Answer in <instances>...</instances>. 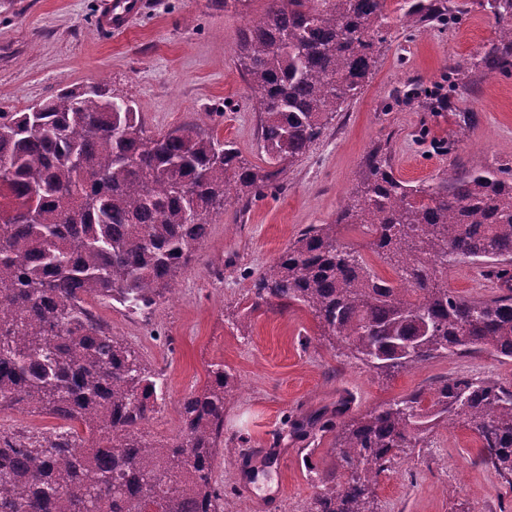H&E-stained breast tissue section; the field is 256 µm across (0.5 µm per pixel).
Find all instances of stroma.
<instances>
[{
  "mask_svg": "<svg viewBox=\"0 0 512 512\" xmlns=\"http://www.w3.org/2000/svg\"><path fill=\"white\" fill-rule=\"evenodd\" d=\"M124 28H103L116 0H0V112H26L75 87L101 86L132 104L144 128L165 132L196 122L265 166L262 117L236 61L246 18L216 0H136ZM448 26L407 30L392 22L386 50L358 96L329 116L320 139L277 177L210 216L209 234L180 276L176 295L130 312L90 298L87 308L161 375L163 398L142 427L172 441L180 404L203 387L212 365L238 380L224 410L229 444L213 479L224 512H309L322 476L340 468L335 432L294 435V420L343 406V422L389 401L465 376L512 388V361L483 352L432 358L390 376L338 356L304 308L272 305L245 314L255 279L300 231L332 222L371 155L416 185L443 171L512 166V75L465 64L498 34L487 0ZM491 269L448 267L457 296L499 293ZM249 316L248 335L237 326ZM67 423L0 411V430L49 434ZM280 441H273V434ZM376 512H512V486L483 461L463 426L433 428L398 454L378 479Z\"/></svg>",
  "mask_w": 512,
  "mask_h": 512,
  "instance_id": "1",
  "label": "stroma"
}]
</instances>
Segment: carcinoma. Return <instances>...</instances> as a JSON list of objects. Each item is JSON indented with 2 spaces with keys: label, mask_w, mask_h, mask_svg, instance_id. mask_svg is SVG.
Instances as JSON below:
<instances>
[{
  "label": "carcinoma",
  "mask_w": 512,
  "mask_h": 512,
  "mask_svg": "<svg viewBox=\"0 0 512 512\" xmlns=\"http://www.w3.org/2000/svg\"><path fill=\"white\" fill-rule=\"evenodd\" d=\"M237 34V61L263 116V149L290 165L321 137L376 67L388 0H262ZM410 29L448 24V0H398ZM502 21L474 68L512 73V0H488ZM328 224H311L255 280L254 311L307 308L332 347L390 375L448 353L512 360V289L484 301L443 286L448 264L512 263V167L446 171L408 185L377 157ZM279 171L243 164L198 125L149 134L139 113L101 91L66 89L36 112H0V408L47 414L76 430L0 435V512H222L212 463L237 389L216 364L181 403L172 442L140 435L162 396L157 374L85 307L87 297L135 312L172 291L205 240L208 217L272 185ZM359 224L396 279L338 243ZM456 421L512 486V390L468 377L367 412L336 429L342 479L328 475L311 512H375L378 477L397 450Z\"/></svg>",
  "instance_id": "obj_1"
}]
</instances>
